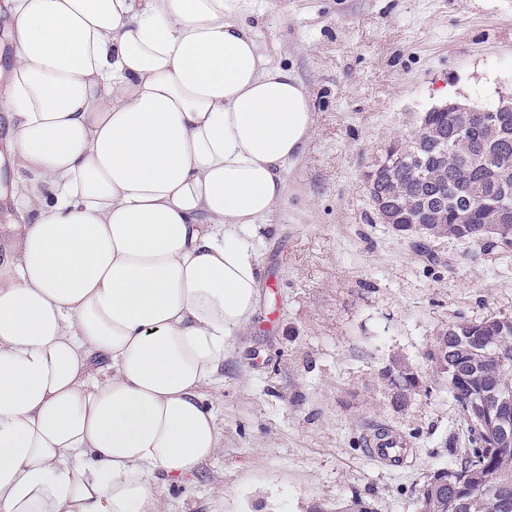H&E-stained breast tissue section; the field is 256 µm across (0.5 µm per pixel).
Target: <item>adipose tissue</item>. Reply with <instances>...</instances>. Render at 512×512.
Listing matches in <instances>:
<instances>
[{"mask_svg":"<svg viewBox=\"0 0 512 512\" xmlns=\"http://www.w3.org/2000/svg\"><path fill=\"white\" fill-rule=\"evenodd\" d=\"M229 0H0L19 214L0 259V512H154L222 450L248 229L315 116Z\"/></svg>","mask_w":512,"mask_h":512,"instance_id":"obj_1","label":"adipose tissue"}]
</instances>
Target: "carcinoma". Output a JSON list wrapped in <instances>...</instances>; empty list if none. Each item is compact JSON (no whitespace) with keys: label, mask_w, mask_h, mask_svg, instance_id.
<instances>
[{"label":"carcinoma","mask_w":512,"mask_h":512,"mask_svg":"<svg viewBox=\"0 0 512 512\" xmlns=\"http://www.w3.org/2000/svg\"><path fill=\"white\" fill-rule=\"evenodd\" d=\"M388 223L418 238L453 237L494 248L512 239V112H490L461 125L449 112L425 113L407 144L393 143L372 167ZM507 212L490 224L489 209ZM435 367L458 403L471 448H456V464L423 477L419 512H512V444L485 422V408L512 425V319L463 321L439 336Z\"/></svg>","instance_id":"1"}]
</instances>
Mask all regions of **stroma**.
<instances>
[{
    "instance_id": "1",
    "label": "stroma",
    "mask_w": 512,
    "mask_h": 512,
    "mask_svg": "<svg viewBox=\"0 0 512 512\" xmlns=\"http://www.w3.org/2000/svg\"><path fill=\"white\" fill-rule=\"evenodd\" d=\"M261 52L305 87L315 129L285 197L250 230L262 282L251 324L203 395L222 452L154 491L156 512H417L420 479L451 467L459 411L429 358L448 326L512 316V256L380 223L366 173L446 99L512 93V0H235ZM416 386L398 398L395 365ZM412 443L391 472L373 427Z\"/></svg>"
}]
</instances>
